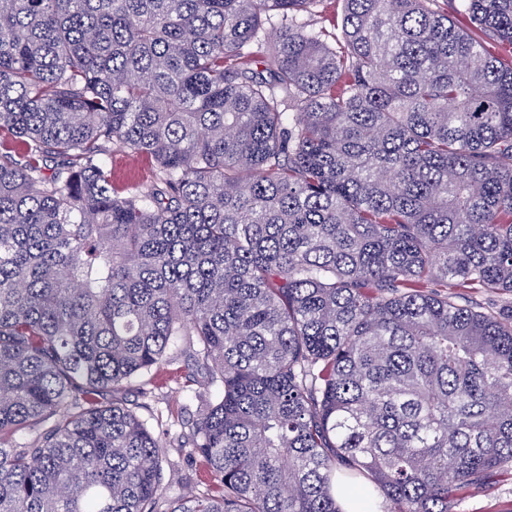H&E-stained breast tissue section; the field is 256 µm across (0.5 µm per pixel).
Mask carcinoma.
I'll list each match as a JSON object with an SVG mask.
<instances>
[{
  "instance_id": "carcinoma-1",
  "label": "carcinoma",
  "mask_w": 512,
  "mask_h": 512,
  "mask_svg": "<svg viewBox=\"0 0 512 512\" xmlns=\"http://www.w3.org/2000/svg\"><path fill=\"white\" fill-rule=\"evenodd\" d=\"M0 0V512H450L512 474V0ZM274 12L280 31L266 38ZM149 155L117 190L107 153ZM185 337L188 445L126 392ZM343 13V0H322L311 15L304 16L303 22L316 28L324 27L333 32L335 30L340 36ZM174 466L171 465L164 472L163 494L167 501L177 502L190 491H205L207 466L203 458L195 455L191 458L178 457L172 452Z\"/></svg>"
}]
</instances>
